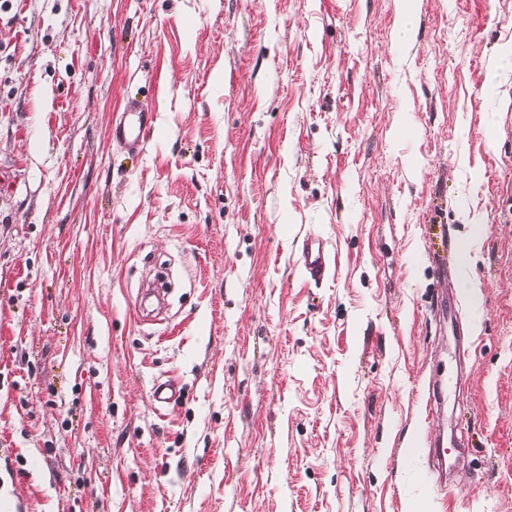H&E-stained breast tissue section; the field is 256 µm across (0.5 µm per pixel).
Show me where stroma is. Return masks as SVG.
<instances>
[{
    "mask_svg": "<svg viewBox=\"0 0 512 512\" xmlns=\"http://www.w3.org/2000/svg\"><path fill=\"white\" fill-rule=\"evenodd\" d=\"M400 3L0 0V512H512V0ZM154 114L136 101L126 103L121 118L112 125V138L129 149L143 145L153 128ZM299 262L312 277L321 278L330 269V253L323 240L304 238L299 250Z\"/></svg>",
    "mask_w": 512,
    "mask_h": 512,
    "instance_id": "1",
    "label": "stroma"
}]
</instances>
